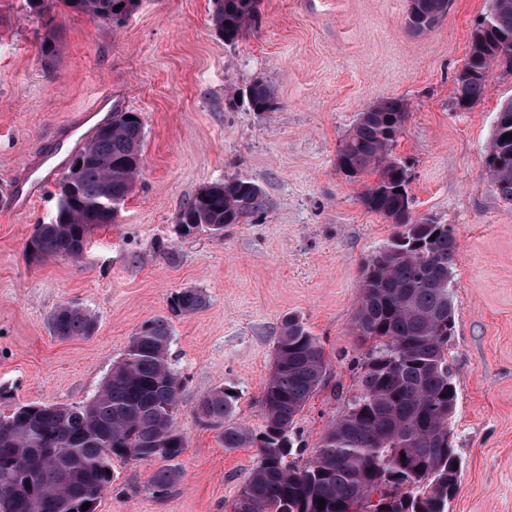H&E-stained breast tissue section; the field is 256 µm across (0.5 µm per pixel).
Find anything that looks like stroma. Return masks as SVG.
<instances>
[{
  "label": "stroma",
  "instance_id": "35a3bbf8",
  "mask_svg": "<svg viewBox=\"0 0 512 512\" xmlns=\"http://www.w3.org/2000/svg\"><path fill=\"white\" fill-rule=\"evenodd\" d=\"M491 5L448 0L446 16L417 35L405 24L409 0H260L258 25L235 44L216 36L212 0H140L119 26L61 9L45 56L41 21L23 0H0V189L42 187L26 213L0 201V407L87 401L155 317L169 318L172 362L186 379L177 484L155 497L157 462L114 461L96 512H224L257 450H224L197 402L234 388L237 420L260 430L287 315L305 319L329 363L294 427L295 457L313 455L357 393L361 264L393 226L360 201L376 174L349 179L336 155L358 113L388 97L407 107L393 152L408 166L412 210L448 225L458 245L449 359L461 478L448 512H512V203L484 171L512 74L494 70L479 104L452 108L454 76ZM258 79L275 89L277 111L237 99ZM107 89L144 125L135 188L114 223L92 229L80 259L30 260L27 240L57 207L56 168L82 144L73 115ZM227 177L258 184L264 209L218 234H181L183 205ZM184 288L200 289L206 305L172 316ZM66 302L96 315L92 335L50 334L47 319Z\"/></svg>",
  "mask_w": 512,
  "mask_h": 512
}]
</instances>
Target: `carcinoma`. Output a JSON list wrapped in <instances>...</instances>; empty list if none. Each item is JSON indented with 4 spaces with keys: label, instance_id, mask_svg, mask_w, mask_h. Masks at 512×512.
<instances>
[{
    "label": "carcinoma",
    "instance_id": "1",
    "mask_svg": "<svg viewBox=\"0 0 512 512\" xmlns=\"http://www.w3.org/2000/svg\"><path fill=\"white\" fill-rule=\"evenodd\" d=\"M213 4V30L228 44L259 21L258 0ZM447 4L409 0L414 32L433 29ZM26 5L33 14L48 16V26L60 5L119 26L139 0H26ZM484 22L489 24L484 49L469 51L466 68H484L485 57L499 45L512 48V0H495ZM488 78L477 74L464 81L455 97L477 104ZM241 96L255 112L278 109L268 83L257 81ZM506 105L508 125L492 135L485 172L498 194L512 202V101ZM407 117L401 99H382L358 114L338 151L342 164L377 174L378 185L367 188L360 201L392 221L396 231L366 260L359 281L354 331L361 351L360 391L327 427L314 455L303 464L288 459L297 417L328 368L318 338L299 315L284 317L275 337L273 366L260 399V432L233 420L237 397L222 387L198 402L199 419L220 430L225 449L257 448L258 461L227 505L230 512H367L372 491L385 482L392 492L378 499L374 512H448L457 493L459 458L448 432L458 395L448 336L454 327L458 245L448 225L415 218L409 208L407 169L393 153ZM143 138L141 119L133 112L117 110L98 126L80 165L63 176L55 214L36 225L27 241L32 258L77 259L91 230L113 223L112 201L126 200L139 177ZM263 206L258 184L228 177L187 201L178 223L188 234L205 224L222 231ZM205 303L200 290L185 288L175 294L171 310L189 315ZM48 324L52 335L66 339L91 335L97 322L88 310L66 303L50 314ZM170 340L167 320H148L88 401L0 410V512H95L114 481V459L166 462L149 480L157 496L177 483L179 473L169 462L185 449L175 423L185 379L170 362ZM44 448L57 451L54 462L41 461ZM86 502L91 506L84 511Z\"/></svg>",
    "mask_w": 512,
    "mask_h": 512
}]
</instances>
